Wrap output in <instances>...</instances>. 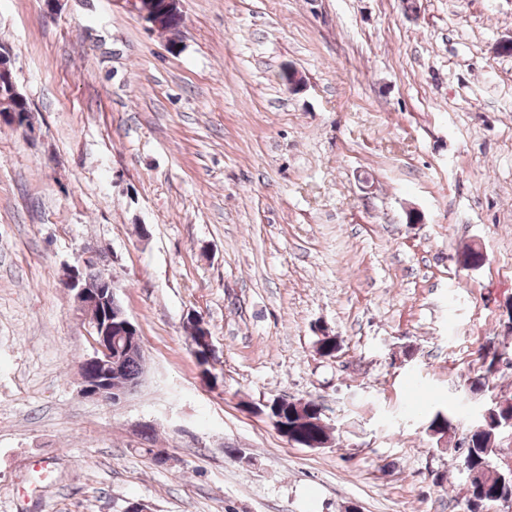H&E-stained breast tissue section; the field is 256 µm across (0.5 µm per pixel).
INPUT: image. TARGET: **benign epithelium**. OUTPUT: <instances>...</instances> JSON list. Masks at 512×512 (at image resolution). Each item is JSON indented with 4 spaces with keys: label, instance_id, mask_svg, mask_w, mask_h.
Segmentation results:
<instances>
[{
    "label": "benign epithelium",
    "instance_id": "7a95c632",
    "mask_svg": "<svg viewBox=\"0 0 512 512\" xmlns=\"http://www.w3.org/2000/svg\"><path fill=\"white\" fill-rule=\"evenodd\" d=\"M125 2L146 23H156L155 17L162 9L170 15L182 16L180 0H165L162 6L156 0ZM91 262L89 257L81 259L68 268L69 277L65 279V288L73 294L81 316L87 319L96 315L89 324L93 352L86 358L93 370L86 374L84 368H79L81 393L86 398L117 403L140 381L120 386L112 384V377L120 375L127 358L142 355L143 346L137 326L127 316L116 294L114 282L108 280L102 286L83 277V268ZM477 512H512V487H504L494 499L479 505Z\"/></svg>",
    "mask_w": 512,
    "mask_h": 512
}]
</instances>
